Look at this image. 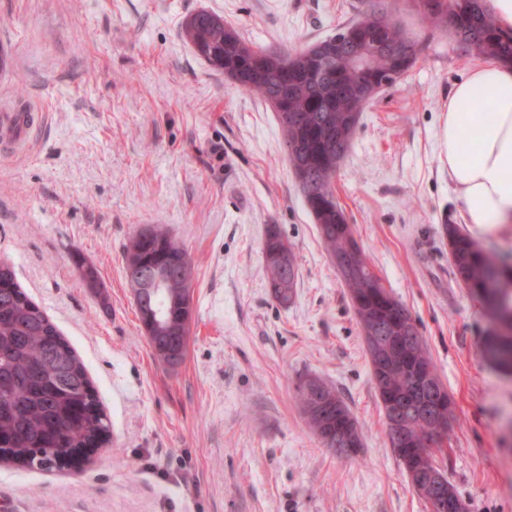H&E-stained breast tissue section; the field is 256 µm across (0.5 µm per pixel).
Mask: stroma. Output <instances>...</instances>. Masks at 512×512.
<instances>
[{
    "mask_svg": "<svg viewBox=\"0 0 512 512\" xmlns=\"http://www.w3.org/2000/svg\"><path fill=\"white\" fill-rule=\"evenodd\" d=\"M422 51L361 114L333 178L382 285L409 310L455 402L448 479L468 512H512V376L483 358L493 326L455 281L444 227L512 264V224H465L440 160L448 96L478 57L392 0ZM368 0H0V104L33 109L25 151H0V258L84 360L112 444L79 470L0 464V512H426L388 444L361 329L297 186L271 106L212 70L187 17L224 16L253 44L298 50ZM194 266L183 362L158 360L123 273L142 227ZM277 228L298 266L271 298ZM94 267L92 291L77 264ZM336 388L364 437L323 448L299 381ZM263 254L270 294L280 304H288L297 285L295 258L291 246L274 227L269 230Z\"/></svg>",
    "mask_w": 512,
    "mask_h": 512,
    "instance_id": "stroma-1",
    "label": "stroma"
}]
</instances>
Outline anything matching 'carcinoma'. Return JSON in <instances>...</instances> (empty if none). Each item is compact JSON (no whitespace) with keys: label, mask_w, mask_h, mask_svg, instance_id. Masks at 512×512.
<instances>
[{"label":"carcinoma","mask_w":512,"mask_h":512,"mask_svg":"<svg viewBox=\"0 0 512 512\" xmlns=\"http://www.w3.org/2000/svg\"><path fill=\"white\" fill-rule=\"evenodd\" d=\"M424 22L451 33L472 55L512 65V29L502 27L489 0H415ZM342 39L372 48L368 66L360 68L350 54H338L332 65L321 60L320 43L300 51L268 49L244 40L221 15L206 10L188 17L184 37L194 52L212 69L238 87L259 95L292 123L281 126L288 145L287 157L309 212L317 224L329 257L349 255L366 272L343 280L358 324L374 320L398 334L408 312L397 298L383 303L369 289L378 277L368 255L333 191L336 169L348 152L369 98L357 94L363 85L381 91L394 84L415 60L395 51L405 43L421 51L400 24L393 20L385 0H369V9L356 22L339 29ZM448 256L454 278L485 305L493 328L482 347H494L491 366L512 376V265L496 256L455 224L445 225ZM145 268L123 266L125 279L153 267L165 274L163 288H147L136 307L142 328L157 358L170 360L161 347L175 344L186 353L193 317V270L183 245L168 233L150 228V238L140 244ZM268 288L274 300L289 303L297 285L291 246L276 228L269 230L263 248ZM433 365L423 336L407 340L396 352L393 366L382 377L379 397L410 390L407 367ZM296 400L315 437L336 431V415L326 406L341 405L342 419L358 425L350 407L318 378H307L296 388ZM448 420V413L427 418L410 416L413 458L437 463L432 431ZM0 436L9 444L0 448V460L18 468L53 470L63 467L71 451L98 441L110 442L111 429L74 348L61 335L46 312L16 281L11 264L0 260Z\"/></svg>","instance_id":"cac0c4a2"}]
</instances>
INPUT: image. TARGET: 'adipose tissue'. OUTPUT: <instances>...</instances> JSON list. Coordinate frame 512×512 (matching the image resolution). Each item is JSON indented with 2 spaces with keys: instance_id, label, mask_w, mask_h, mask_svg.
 I'll use <instances>...</instances> for the list:
<instances>
[{
  "instance_id": "1",
  "label": "adipose tissue",
  "mask_w": 512,
  "mask_h": 512,
  "mask_svg": "<svg viewBox=\"0 0 512 512\" xmlns=\"http://www.w3.org/2000/svg\"><path fill=\"white\" fill-rule=\"evenodd\" d=\"M480 101L490 106L491 120H480ZM468 138L474 140L475 150L466 157L459 146ZM442 156L466 223H512L511 67L480 65L454 86L448 97Z\"/></svg>"
}]
</instances>
